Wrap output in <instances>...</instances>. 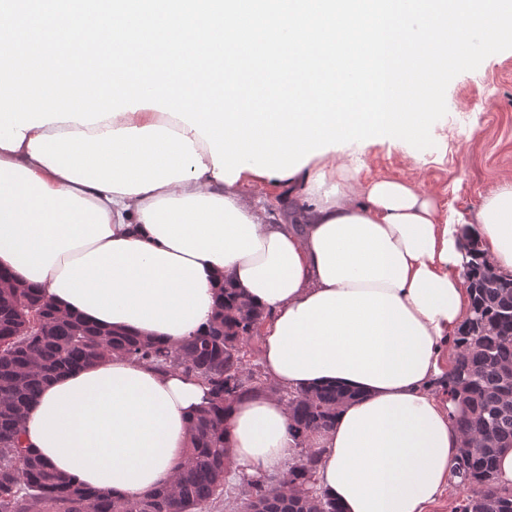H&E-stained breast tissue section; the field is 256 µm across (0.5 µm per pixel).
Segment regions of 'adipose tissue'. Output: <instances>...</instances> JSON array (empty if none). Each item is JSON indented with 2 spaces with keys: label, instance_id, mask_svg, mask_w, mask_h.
<instances>
[{
  "label": "adipose tissue",
  "instance_id": "1",
  "mask_svg": "<svg viewBox=\"0 0 512 512\" xmlns=\"http://www.w3.org/2000/svg\"><path fill=\"white\" fill-rule=\"evenodd\" d=\"M0 148V272L101 328L171 345L209 323L222 278L268 314L263 370L279 387L335 384L354 397L315 435L316 486L342 512H430L463 446L441 382L470 296L459 243L477 234L512 272V185L448 217L397 179H361L318 156L284 178L301 205L269 222L217 178L210 146L154 109L26 128ZM206 387L121 357L49 381L26 447L91 489L166 485ZM244 477L294 456L288 411L261 394L225 421Z\"/></svg>",
  "mask_w": 512,
  "mask_h": 512
}]
</instances>
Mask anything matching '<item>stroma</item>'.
Masks as SVG:
<instances>
[{
  "instance_id": "stroma-1",
  "label": "stroma",
  "mask_w": 512,
  "mask_h": 512,
  "mask_svg": "<svg viewBox=\"0 0 512 512\" xmlns=\"http://www.w3.org/2000/svg\"><path fill=\"white\" fill-rule=\"evenodd\" d=\"M446 115L431 128L434 147L400 140L341 143L336 158L361 177L409 182L441 210L470 213L486 195L512 183V50L457 75L446 90Z\"/></svg>"
}]
</instances>
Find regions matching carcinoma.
Segmentation results:
<instances>
[{
  "instance_id": "obj_1",
  "label": "carcinoma",
  "mask_w": 512,
  "mask_h": 512,
  "mask_svg": "<svg viewBox=\"0 0 512 512\" xmlns=\"http://www.w3.org/2000/svg\"><path fill=\"white\" fill-rule=\"evenodd\" d=\"M464 272L471 306L452 340L456 352L448 376L454 416L470 446L458 467L464 498L459 512H512V489L496 482V460L512 448V275L492 268L482 242L467 234ZM207 327L180 345L106 332L34 289L0 273V512H210L224 501L231 466L224 415L231 403L255 393L288 396V416L298 455L276 480L247 483L232 512H341L317 491L319 451L310 438L330 430L352 393L337 385L300 392L279 388L249 363L267 313L226 280ZM114 356L161 371H181L201 381L209 401L190 423V445L167 485L131 497L90 491L52 470L24 447L22 428L44 384L73 369Z\"/></svg>"
}]
</instances>
